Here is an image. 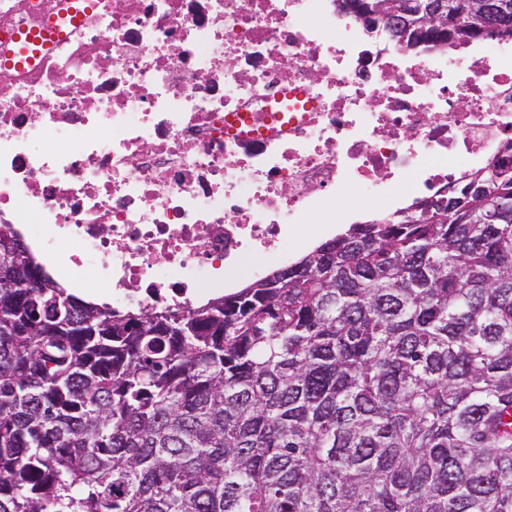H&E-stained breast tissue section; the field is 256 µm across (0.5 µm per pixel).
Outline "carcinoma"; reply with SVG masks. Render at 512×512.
Listing matches in <instances>:
<instances>
[{"instance_id": "obj_1", "label": "carcinoma", "mask_w": 512, "mask_h": 512, "mask_svg": "<svg viewBox=\"0 0 512 512\" xmlns=\"http://www.w3.org/2000/svg\"><path fill=\"white\" fill-rule=\"evenodd\" d=\"M374 0H343L365 18ZM444 3L445 41L482 0ZM139 321L0 278V512H512V169ZM494 214L493 224L481 219Z\"/></svg>"}]
</instances>
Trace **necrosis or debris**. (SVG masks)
I'll list each match as a JSON object with an SVG mask.
<instances>
[{
    "mask_svg": "<svg viewBox=\"0 0 512 512\" xmlns=\"http://www.w3.org/2000/svg\"><path fill=\"white\" fill-rule=\"evenodd\" d=\"M51 25L0 69V223L113 306H193L348 190L384 219L512 140L494 36L419 52L336 0H0V56Z\"/></svg>",
    "mask_w": 512,
    "mask_h": 512,
    "instance_id": "obj_1",
    "label": "necrosis or debris"
}]
</instances>
